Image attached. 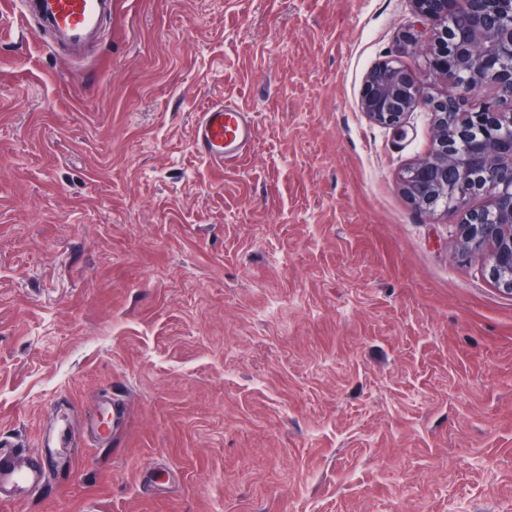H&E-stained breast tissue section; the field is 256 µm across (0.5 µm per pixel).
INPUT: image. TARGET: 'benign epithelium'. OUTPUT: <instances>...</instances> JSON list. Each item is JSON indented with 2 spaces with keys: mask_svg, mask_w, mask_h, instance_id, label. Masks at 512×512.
I'll return each mask as SVG.
<instances>
[{
  "mask_svg": "<svg viewBox=\"0 0 512 512\" xmlns=\"http://www.w3.org/2000/svg\"><path fill=\"white\" fill-rule=\"evenodd\" d=\"M429 71L451 82L450 96L430 95L421 79L396 59H385L364 79L360 109L372 122L403 131L407 113L428 107L434 117L431 151L403 176L417 209L448 218L463 212L461 256L483 259L494 283L512 294V0H415ZM494 96L469 107L472 92ZM491 194L489 206L464 210Z\"/></svg>",
  "mask_w": 512,
  "mask_h": 512,
  "instance_id": "benign-epithelium-1",
  "label": "benign epithelium"
}]
</instances>
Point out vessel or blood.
<instances>
[{"mask_svg":"<svg viewBox=\"0 0 512 512\" xmlns=\"http://www.w3.org/2000/svg\"><path fill=\"white\" fill-rule=\"evenodd\" d=\"M27 13L50 30L55 39L72 53L93 45L101 21L112 11V0H22ZM256 125L251 113L231 102H219L202 113L196 128L195 145L217 165L239 161L252 145ZM71 440L59 432L56 443L44 456L23 458L15 444L0 439V496L21 497L41 487L47 476L46 461L67 462Z\"/></svg>","mask_w":512,"mask_h":512,"instance_id":"b4317fda","label":"vessel or blood"}]
</instances>
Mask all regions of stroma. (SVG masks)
<instances>
[{
    "label": "stroma",
    "mask_w": 512,
    "mask_h": 512,
    "mask_svg": "<svg viewBox=\"0 0 512 512\" xmlns=\"http://www.w3.org/2000/svg\"><path fill=\"white\" fill-rule=\"evenodd\" d=\"M420 38L413 0H114L75 60L0 0V436L73 444L0 512H512V295L404 192L431 112L360 109L391 56L450 93ZM255 135L256 125L251 113L224 101L202 113L195 145L218 166H224L239 161L254 142Z\"/></svg>",
    "instance_id": "35a3bbf8"
}]
</instances>
